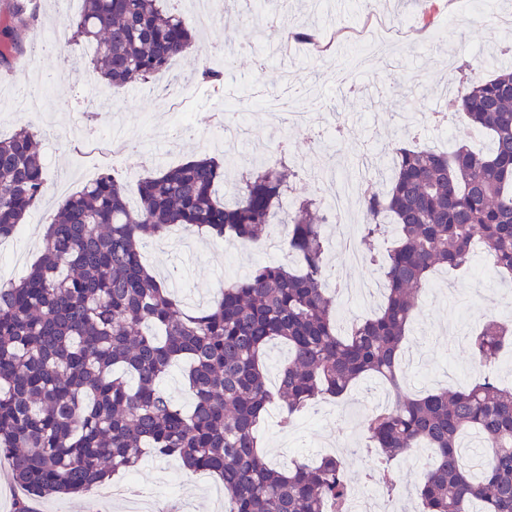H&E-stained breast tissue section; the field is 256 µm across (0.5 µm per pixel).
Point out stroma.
<instances>
[{"label":"stroma","mask_w":512,"mask_h":512,"mask_svg":"<svg viewBox=\"0 0 512 512\" xmlns=\"http://www.w3.org/2000/svg\"><path fill=\"white\" fill-rule=\"evenodd\" d=\"M28 2L38 21L25 42L23 60L10 75L0 76V136L10 135L17 120L31 122L41 138L48 185L64 186L70 193L97 176L98 163L88 156L87 142L114 123L123 129L127 143L143 149L133 159V171H111L128 193H135L139 178L200 153L223 160L228 186L253 166L281 156L297 174L282 198V208L288 211L300 199L318 196L306 169L359 179V150L375 152L386 146L400 130L402 113L427 114L447 101L450 72L472 69L487 76L512 54L501 31L502 20L512 13V0H485L474 9L454 0H436L440 11L448 15L447 33L440 43L430 41L427 31L418 27L415 0H380L381 16L390 28L402 32L403 43L371 55L346 83L339 84L328 74L345 69L356 53L353 44L341 43L321 56L302 49L286 52L270 38L269 29H282L293 21L352 26L361 19L363 0H321L316 6L310 0H234L229 7L224 0H209L211 23L197 27L196 33L209 48L220 49L227 43L233 47L224 94L212 95L198 83L202 63L196 54L174 61L163 79L174 84L179 95L190 98L191 121L199 136L192 141H171L146 124L150 117L164 122L168 111L153 84L109 88L74 69V62L85 60L86 50L68 43L59 27L63 18L80 11L81 0ZM310 88L319 94L320 112L334 116L337 127L352 131L347 139L332 140L327 151L316 148L309 134L267 125L260 105L261 100L285 95L301 98ZM229 106L243 113L255 129L236 162L216 133V117ZM61 200V195L47 192L22 225V238L0 242V255L18 257L17 263H0V281L20 279L34 264L41 253L35 241L37 230L51 223ZM144 256L191 311L206 308L217 293L215 275L223 270L227 257H235L245 272L265 258L259 244L243 248L203 233L189 237L184 245L167 238L156 240L145 248ZM433 280L456 282L463 298L423 294L405 344L406 353L419 356L417 366L404 370L414 394L446 384L452 374H465L469 385L481 381L484 374L471 357L466 337L481 329L488 316L504 319L512 314L501 304L499 277L481 281L469 272L445 270ZM387 389L385 380L367 376L340 401L318 403L308 425L284 431L272 419H263L258 439L266 460L285 468L296 460L320 458L327 453L326 442L339 435L344 444L335 453L348 460V481L357 482L361 471L376 462L377 451L361 438L364 419L356 403L377 400ZM394 467L398 491L393 499L383 500L382 512H420L415 491L426 468L408 458L395 461ZM220 486L216 477L186 473L178 461L148 456L133 476L117 475L89 492L45 498L38 506L41 512H131L134 504L143 503L147 512H224Z\"/></svg>","instance_id":"35a3bbf8"}]
</instances>
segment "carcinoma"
<instances>
[{
    "label": "carcinoma",
    "instance_id": "carcinoma-1",
    "mask_svg": "<svg viewBox=\"0 0 512 512\" xmlns=\"http://www.w3.org/2000/svg\"><path fill=\"white\" fill-rule=\"evenodd\" d=\"M36 22L18 2L0 17V73L23 55ZM63 27L71 41L92 45L88 77L113 88L146 82L190 51L203 55L192 26L165 0H82ZM280 36L315 43L318 33L299 24ZM449 105L493 147L438 152L411 146L404 133L394 140L386 192L362 199L367 257L384 219L395 226L382 271L385 302L343 333L325 286L328 217L310 200L286 221L292 264H256L197 313L142 261L148 242L173 226L244 245L260 240L295 176L280 161L241 180L230 202L215 189L222 165L207 156L138 179L134 205L106 170L64 198L39 260L0 286V456L24 493L15 512L132 472L146 449L219 477L228 512H346L343 458L277 469L255 429L274 399L291 421L366 375L385 379L395 397L366 417L383 460L433 450L417 490L422 512H512V387L491 376L512 348V327L492 317L470 339L488 371L482 382L402 393L403 343L431 272L468 266L479 242L495 273L512 276V70L458 79ZM46 192L37 133L20 121L0 137V241ZM274 340L288 344L291 357L273 392L265 352ZM176 363L186 366L188 408L159 384Z\"/></svg>",
    "mask_w": 512,
    "mask_h": 512
}]
</instances>
